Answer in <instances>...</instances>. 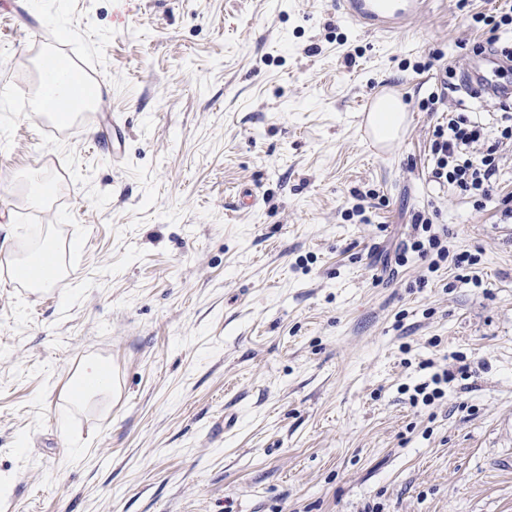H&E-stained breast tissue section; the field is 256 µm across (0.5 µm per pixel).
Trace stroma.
Listing matches in <instances>:
<instances>
[{
    "label": "stroma",
    "instance_id": "35a3bbf8",
    "mask_svg": "<svg viewBox=\"0 0 512 512\" xmlns=\"http://www.w3.org/2000/svg\"><path fill=\"white\" fill-rule=\"evenodd\" d=\"M335 2L0 0V248L76 242L67 288L0 282V512H512V142L488 198L429 178L448 110L500 118L441 86L496 0L388 38ZM42 48L108 87L66 135L14 99ZM387 93L407 123L378 157ZM418 212L469 279L396 264ZM93 356L120 393L69 405Z\"/></svg>",
    "mask_w": 512,
    "mask_h": 512
}]
</instances>
